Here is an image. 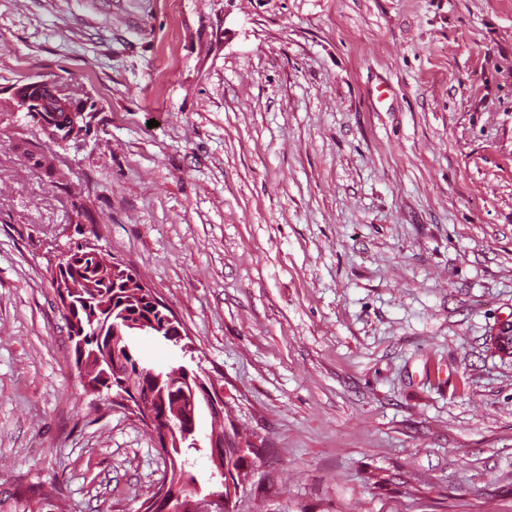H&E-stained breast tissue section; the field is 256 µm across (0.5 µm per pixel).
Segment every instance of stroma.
<instances>
[{
    "instance_id": "35a3bbf8",
    "label": "stroma",
    "mask_w": 512,
    "mask_h": 512,
    "mask_svg": "<svg viewBox=\"0 0 512 512\" xmlns=\"http://www.w3.org/2000/svg\"><path fill=\"white\" fill-rule=\"evenodd\" d=\"M84 240L253 444L235 512H512V0H0V479L138 512L165 460L47 272ZM45 85L43 81H36L17 87L15 96L21 109H27V112H44L45 101L50 100L45 95ZM52 102L53 107L56 109L59 124L66 126L62 127L57 125L58 133H51L50 137L53 139V137L55 136L57 140H64L69 136L70 132V129L65 130V128H68V125L77 128L79 125L78 123L81 116V112H85V108L84 106L79 105L78 103L70 101V98L60 93H57L56 99L52 100Z\"/></svg>"
}]
</instances>
